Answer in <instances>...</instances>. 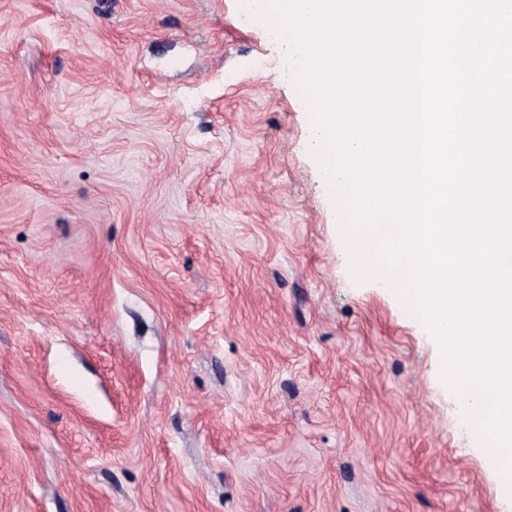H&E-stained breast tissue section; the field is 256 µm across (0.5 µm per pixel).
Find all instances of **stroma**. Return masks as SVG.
Returning <instances> with one entry per match:
<instances>
[{
    "label": "stroma",
    "instance_id": "35a3bbf8",
    "mask_svg": "<svg viewBox=\"0 0 512 512\" xmlns=\"http://www.w3.org/2000/svg\"><path fill=\"white\" fill-rule=\"evenodd\" d=\"M269 29L0 0V512H512Z\"/></svg>",
    "mask_w": 512,
    "mask_h": 512
}]
</instances>
